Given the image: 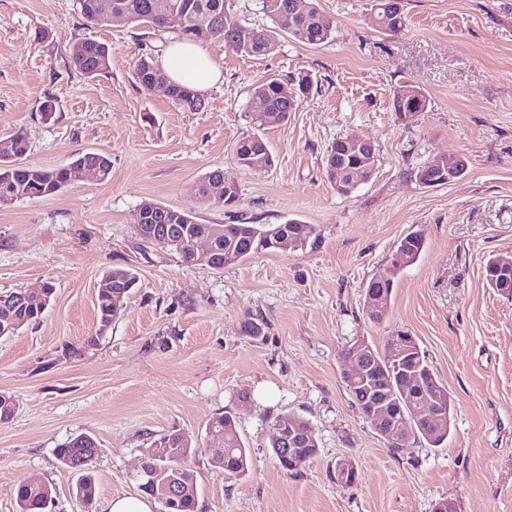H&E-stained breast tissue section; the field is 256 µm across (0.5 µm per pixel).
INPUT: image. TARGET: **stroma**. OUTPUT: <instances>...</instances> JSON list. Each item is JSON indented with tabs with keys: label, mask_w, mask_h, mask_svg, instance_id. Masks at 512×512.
<instances>
[{
	"label": "stroma",
	"mask_w": 512,
	"mask_h": 512,
	"mask_svg": "<svg viewBox=\"0 0 512 512\" xmlns=\"http://www.w3.org/2000/svg\"><path fill=\"white\" fill-rule=\"evenodd\" d=\"M317 4L334 22L328 43L284 35L262 58L220 37L203 43L222 80L189 110L135 78L141 55L163 60L176 28L89 25L75 0H0V142L22 133L24 161L40 169L80 152L112 162L105 182L0 204V292L54 288L40 321L0 338V393L16 402L0 424V512H17L16 489L31 481L52 489L46 512H104L113 495H139L145 448L173 430L196 450L188 463L198 512H433L445 498L458 512H512V298L494 292L484 271L489 257L512 259V0H404L394 35L374 29L372 0ZM86 40L112 46L106 76L73 68ZM301 73L315 90L286 123L257 127L254 86ZM407 83L428 99L409 124L392 106ZM248 135L267 141L271 168L236 164L233 146ZM347 136L372 141L378 162L343 196L323 161ZM442 157L464 158L465 173L435 187L410 178ZM215 168L239 186L237 206L198 202L197 182ZM146 200L194 210L203 224L296 219L319 241L221 270L187 267L141 250L134 216ZM412 231L425 249L396 268L397 245ZM116 266L133 267L138 283L102 333L98 286ZM374 277L393 282L379 322L364 307ZM251 318L264 336H246ZM399 331L416 338L447 386L451 426L443 446L411 437L393 454L352 403L339 353L359 337L383 347ZM224 411L251 451L240 477L215 472L205 452L206 424ZM288 414L308 420L319 445L296 475L268 447L273 421ZM80 433L99 446L89 505L55 457ZM345 456L359 472L350 488L336 481Z\"/></svg>",
	"instance_id": "1"
}]
</instances>
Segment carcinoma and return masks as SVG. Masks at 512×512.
<instances>
[{"label": "carcinoma", "mask_w": 512, "mask_h": 512, "mask_svg": "<svg viewBox=\"0 0 512 512\" xmlns=\"http://www.w3.org/2000/svg\"><path fill=\"white\" fill-rule=\"evenodd\" d=\"M101 0H77L81 17L86 23L100 25L108 21L107 15L101 11ZM112 16L129 23L142 24L149 21L157 28L176 24L181 38L187 41L202 43L213 37L212 30H222V37L227 47L250 56L262 57L274 52L278 45V32L288 33L294 40L319 45L327 42L332 35V20L319 11L315 0H307L309 9L298 10L299 0H260L261 12L269 20L270 25L260 27L241 20L232 11L228 0H108ZM373 21L378 31L397 33L404 26L402 0H375ZM112 53L110 47L95 40L81 43V53L72 59L73 67L87 76H102L109 72L111 64L101 62L103 53ZM157 69L156 61L146 56L140 59L136 68V79L144 90L151 92L152 73ZM294 90L289 92L285 84L278 79H269L254 87V94L265 103V111L255 117L259 126L268 122L285 123L288 113L296 110L298 99L306 96L312 89V80L307 75L292 79ZM162 95L174 102L197 109L202 101L195 91L175 83L169 84ZM427 97L424 93H402L395 90L393 108L397 115L415 118L427 109ZM12 147L15 148V159L8 162L0 161V203H8L19 199H33L55 194L74 181L73 170L76 166L97 167L101 172L100 181L109 178L112 170L108 156L86 152L80 153L67 166L44 170L29 166L23 162L27 144L22 134L11 136ZM234 158L239 166L252 171L270 168L273 155L267 144L256 135L243 137L237 141L233 149ZM377 154L367 152L364 148L347 145L336 139L324 156V169L328 181L337 192L348 193L350 173L359 166L376 167ZM224 183V173L216 168L198 181L196 195L204 202H213L224 206L235 205L240 198L238 186H230L217 194L214 187ZM143 222L135 225L140 247H155L151 229L157 225L167 230L169 239L175 244L167 247V251L176 254L182 264L195 265V256L191 251V242L213 230H220L212 256L211 268L222 270L245 259L265 251H275L278 243L270 233L278 228L276 224H254L242 221L238 224H198L192 212L177 210L163 205L150 209V203L141 204ZM288 234L297 241L296 248L303 249L315 245L316 229L311 224H303L296 219H289L284 224ZM425 248V238L419 231L411 232L403 237L397 247L404 263L408 266L416 263ZM104 278L112 280V287L98 289L97 311L99 332H104L123 309L122 300L127 298L136 287L137 273L128 267H114L106 272ZM393 286L391 281L373 278L365 286L364 295L378 296L391 301ZM384 352L373 347L363 354L367 360L381 361V370L375 383L352 382L347 375L342 376L346 390L363 418H368L373 402L374 390L390 397V421L404 422L403 436L410 432L425 440L429 446L436 447L448 434V414L438 415L431 419L420 420L412 414L413 405L423 396L430 393H448V388L433 373L428 365L425 353L417 350L414 355L418 359L414 364L420 366L417 388L404 392L402 386L408 385L409 377L395 366V362L383 359ZM310 423L301 416L288 414L275 419L269 447H277L278 440L287 435L289 430H306ZM224 434V447L212 448L209 452L210 465H218L219 472L226 476L238 477L248 471L250 449L246 448L238 431L236 417L230 413L216 414L207 423L206 428ZM152 452L145 456V473L137 475L140 490L153 496L152 484L147 474L160 472L164 478L177 484L193 486L197 484L195 471L187 464L192 454L191 448L185 446L182 434L171 431L154 439L150 445ZM318 453L316 436L302 440L300 447L295 449L293 460L279 462L280 468L294 474L311 462ZM98 455L96 440L87 434H79L68 439L56 449V457L62 466L77 475L76 496L90 501L96 494V483L91 471H80L73 463L83 456ZM48 485L22 484L17 490L18 512H45L49 500ZM197 498L183 494L162 507V512H197Z\"/></svg>", "instance_id": "cac0c4a2"}]
</instances>
